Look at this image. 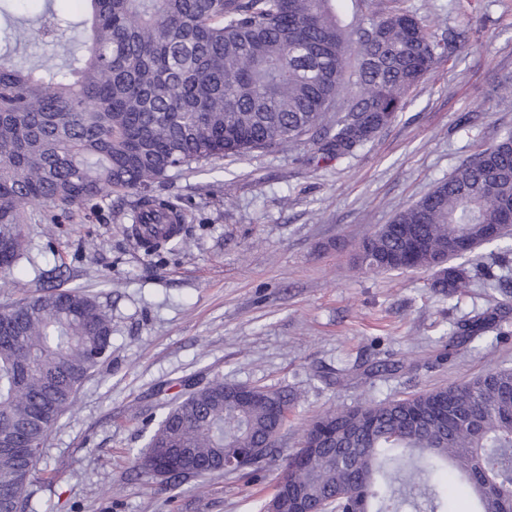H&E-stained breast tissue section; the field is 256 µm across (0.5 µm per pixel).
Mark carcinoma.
I'll return each mask as SVG.
<instances>
[{
  "instance_id": "1",
  "label": "carcinoma",
  "mask_w": 512,
  "mask_h": 512,
  "mask_svg": "<svg viewBox=\"0 0 512 512\" xmlns=\"http://www.w3.org/2000/svg\"><path fill=\"white\" fill-rule=\"evenodd\" d=\"M0 0V273L27 257L37 207L60 223L112 194L134 198L137 237L173 238L182 211L154 194L179 167L279 151L311 140L320 160L372 142L409 92L465 39L438 37L401 0H362L381 15L342 27L335 0H84L71 24L53 11L28 24ZM34 37L68 57L24 67ZM512 130L464 161L429 194L399 211L358 247L377 272L426 269L452 300L469 287L464 264L492 244L512 259ZM501 309L457 323L451 347L496 330ZM112 356V319L78 288L43 281L40 293L0 306V512H31L42 446L100 365ZM161 417L134 467L156 476L161 450H180L170 477L220 470L224 445L269 442L297 397L282 388L215 377ZM444 470L447 489L435 482ZM284 473L316 512H450L459 487L474 512H512V367L403 398L369 400L314 418Z\"/></svg>"
}]
</instances>
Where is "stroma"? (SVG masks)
I'll return each instance as SVG.
<instances>
[{
	"label": "stroma",
	"instance_id": "stroma-1",
	"mask_svg": "<svg viewBox=\"0 0 512 512\" xmlns=\"http://www.w3.org/2000/svg\"><path fill=\"white\" fill-rule=\"evenodd\" d=\"M435 34L462 29L450 61L410 92L405 109L354 156L307 164L309 146L170 171L156 185L186 214L184 244L148 255L131 235V198L109 196L68 224L35 210L28 260L0 278V305L34 292L40 270L95 295L112 317V357L51 431L34 512H255L281 465L249 481L217 473L160 490L136 474L153 425L184 381L294 391L279 445L308 422L369 399L463 383L512 367L508 333L456 356V324L512 293L472 278L455 301L426 270L374 273L357 247L512 129V0H405Z\"/></svg>",
	"mask_w": 512,
	"mask_h": 512
}]
</instances>
